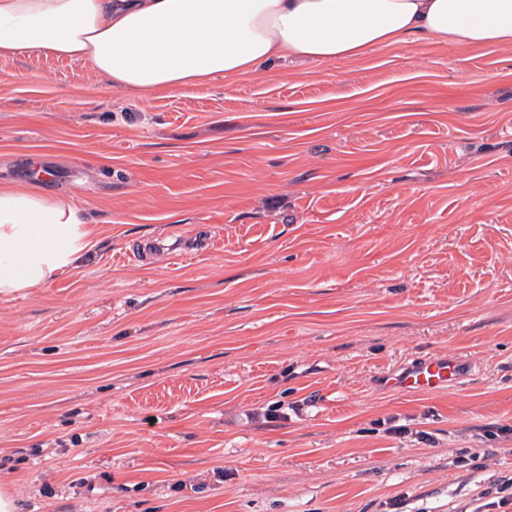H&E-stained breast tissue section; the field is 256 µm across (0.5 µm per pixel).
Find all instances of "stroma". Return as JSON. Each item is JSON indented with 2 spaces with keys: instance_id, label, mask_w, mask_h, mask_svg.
I'll return each mask as SVG.
<instances>
[{
  "instance_id": "35a3bbf8",
  "label": "stroma",
  "mask_w": 512,
  "mask_h": 512,
  "mask_svg": "<svg viewBox=\"0 0 512 512\" xmlns=\"http://www.w3.org/2000/svg\"><path fill=\"white\" fill-rule=\"evenodd\" d=\"M36 156L100 244L0 297L15 512H512V48L151 100L30 54L0 180ZM429 356L453 388L383 385Z\"/></svg>"
}]
</instances>
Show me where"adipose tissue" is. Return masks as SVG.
I'll return each instance as SVG.
<instances>
[{
  "instance_id": "ef3b65f1",
  "label": "adipose tissue",
  "mask_w": 512,
  "mask_h": 512,
  "mask_svg": "<svg viewBox=\"0 0 512 512\" xmlns=\"http://www.w3.org/2000/svg\"><path fill=\"white\" fill-rule=\"evenodd\" d=\"M417 39L451 52L512 47V0H0V60L82 62L144 99ZM50 175L0 182V296L77 272L94 247L97 228L72 199L42 191Z\"/></svg>"
}]
</instances>
